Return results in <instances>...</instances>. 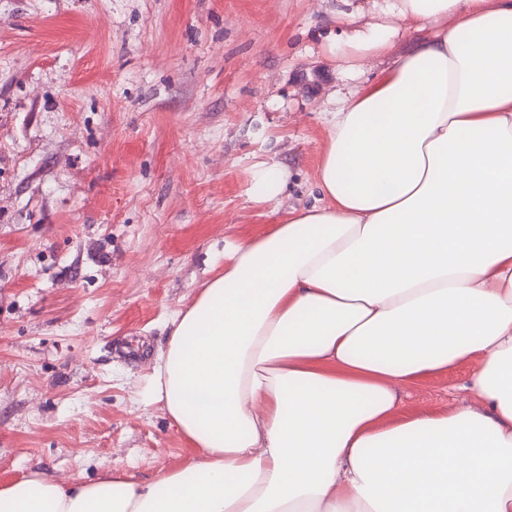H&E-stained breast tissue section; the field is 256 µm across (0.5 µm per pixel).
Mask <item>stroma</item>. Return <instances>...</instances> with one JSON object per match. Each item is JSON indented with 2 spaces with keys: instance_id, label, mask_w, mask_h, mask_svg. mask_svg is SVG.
I'll return each instance as SVG.
<instances>
[{
  "instance_id": "1",
  "label": "stroma",
  "mask_w": 512,
  "mask_h": 512,
  "mask_svg": "<svg viewBox=\"0 0 512 512\" xmlns=\"http://www.w3.org/2000/svg\"><path fill=\"white\" fill-rule=\"evenodd\" d=\"M360 0H0V479L147 480L188 442L148 396L166 324L318 197L330 55ZM284 194H252L260 165ZM456 366L410 413L466 399Z\"/></svg>"
}]
</instances>
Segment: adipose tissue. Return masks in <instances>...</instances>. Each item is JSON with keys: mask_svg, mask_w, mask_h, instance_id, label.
<instances>
[{"mask_svg": "<svg viewBox=\"0 0 512 512\" xmlns=\"http://www.w3.org/2000/svg\"><path fill=\"white\" fill-rule=\"evenodd\" d=\"M349 26L319 202L240 242L148 376L193 453L141 482L0 481V512H512V0ZM471 366L469 404L401 388Z\"/></svg>", "mask_w": 512, "mask_h": 512, "instance_id": "1", "label": "adipose tissue"}]
</instances>
